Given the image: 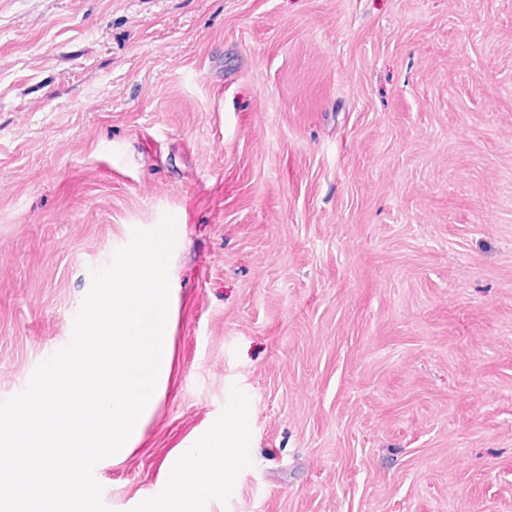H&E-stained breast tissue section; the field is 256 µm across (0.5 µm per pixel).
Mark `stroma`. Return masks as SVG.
Listing matches in <instances>:
<instances>
[{"mask_svg":"<svg viewBox=\"0 0 512 512\" xmlns=\"http://www.w3.org/2000/svg\"><path fill=\"white\" fill-rule=\"evenodd\" d=\"M176 218L111 512H512V0H0V401ZM236 434V427L225 422L203 443L181 449L169 467L166 494L149 501L146 512H198L201 500L222 491L237 465L236 448L226 444Z\"/></svg>","mask_w":512,"mask_h":512,"instance_id":"obj_1","label":"stroma"}]
</instances>
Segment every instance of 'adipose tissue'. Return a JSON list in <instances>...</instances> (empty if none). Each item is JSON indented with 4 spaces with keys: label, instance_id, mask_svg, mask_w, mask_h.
<instances>
[{
    "label": "adipose tissue",
    "instance_id": "1",
    "mask_svg": "<svg viewBox=\"0 0 512 512\" xmlns=\"http://www.w3.org/2000/svg\"><path fill=\"white\" fill-rule=\"evenodd\" d=\"M236 433L233 424L223 423L203 443L181 449L169 467L166 494L149 501L146 512H199L201 500L222 491L237 464L236 451L229 444Z\"/></svg>",
    "mask_w": 512,
    "mask_h": 512
}]
</instances>
